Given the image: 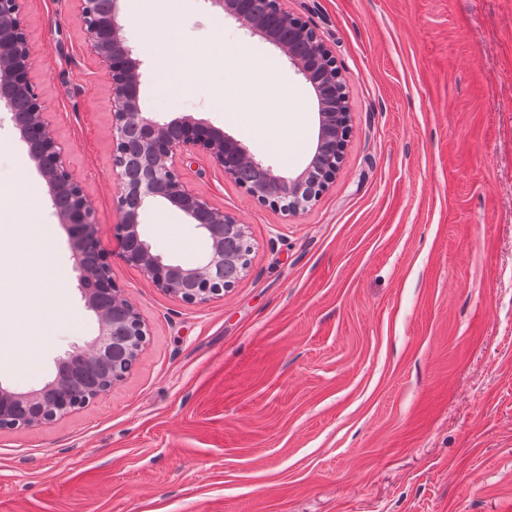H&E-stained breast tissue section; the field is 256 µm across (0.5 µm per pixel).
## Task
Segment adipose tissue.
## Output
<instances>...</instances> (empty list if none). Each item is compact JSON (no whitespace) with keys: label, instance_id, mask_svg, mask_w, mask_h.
<instances>
[{"label":"adipose tissue","instance_id":"ef3b65f1","mask_svg":"<svg viewBox=\"0 0 512 512\" xmlns=\"http://www.w3.org/2000/svg\"><path fill=\"white\" fill-rule=\"evenodd\" d=\"M156 2L157 10L138 13L136 19L142 22L145 44L153 51L158 69L163 71L171 68L174 61L186 60L189 55L188 49L175 38L171 24L172 15L187 6L189 0ZM232 55L238 70L248 72L255 78L258 93L250 98L234 94L227 96L224 99L225 108L242 120L250 119L261 111H271L278 104L274 93L278 75L269 71L264 61L255 58L245 48H234ZM29 229L33 236L32 243H19L11 250L0 252V269L10 273L9 278H0V293L12 297L20 308L19 326L24 330L35 323L43 329L48 326L46 319L34 322L29 317L30 312L41 309L44 304L43 299L33 297L32 284L51 286L55 283L41 226L33 223Z\"/></svg>","mask_w":512,"mask_h":512}]
</instances>
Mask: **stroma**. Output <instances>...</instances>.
Wrapping results in <instances>:
<instances>
[{
	"label": "stroma",
	"instance_id": "obj_1",
	"mask_svg": "<svg viewBox=\"0 0 512 512\" xmlns=\"http://www.w3.org/2000/svg\"><path fill=\"white\" fill-rule=\"evenodd\" d=\"M332 48L352 132L332 186L287 215L209 157L183 178L248 225L246 275L188 306L118 255L112 87L83 42L75 0H21L31 74L54 134L113 249L112 277L150 324L128 377L46 427L0 431V512H512V0H288ZM174 26L188 68L158 76L143 49L142 102L208 120L284 171L316 144L317 105L279 50L209 0ZM287 73L284 113L257 131L218 107L250 93L217 43ZM204 71L195 80L192 70ZM302 135L298 150L270 149ZM4 215H41L59 290L47 339L0 303V385L40 387L71 342L98 333L49 187L0 107ZM140 220L166 258L208 239L167 203Z\"/></svg>",
	"mask_w": 512,
	"mask_h": 512
}]
</instances>
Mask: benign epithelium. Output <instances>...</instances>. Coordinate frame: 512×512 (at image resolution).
Returning a JSON list of instances; mask_svg holds the SVG:
<instances>
[{
    "label": "benign epithelium",
    "mask_w": 512,
    "mask_h": 512,
    "mask_svg": "<svg viewBox=\"0 0 512 512\" xmlns=\"http://www.w3.org/2000/svg\"><path fill=\"white\" fill-rule=\"evenodd\" d=\"M77 2L86 50L112 84L120 256L154 287L186 305L222 297L250 266L248 226L185 182L182 169L204 154L258 203L292 215L306 210L336 180L351 133L345 84L333 50L307 21L288 11L285 0H264L262 10L247 7L246 0H210L250 36L278 49L310 86L318 112L316 146L303 169L284 176L207 120L183 115L166 121L144 111L142 61L118 20L121 0ZM20 9V0H0V105L12 112L50 186L56 214L73 244V271L85 307L97 317L98 335L58 358L54 376L40 388L0 385V431L47 426L86 407L126 378L112 374V366H134L150 335L124 288L112 278V250L98 238L94 209L69 169L32 83L33 59ZM152 199L180 210L209 240V252L177 262L156 250L140 222Z\"/></svg>",
    "instance_id": "obj_1"
}]
</instances>
